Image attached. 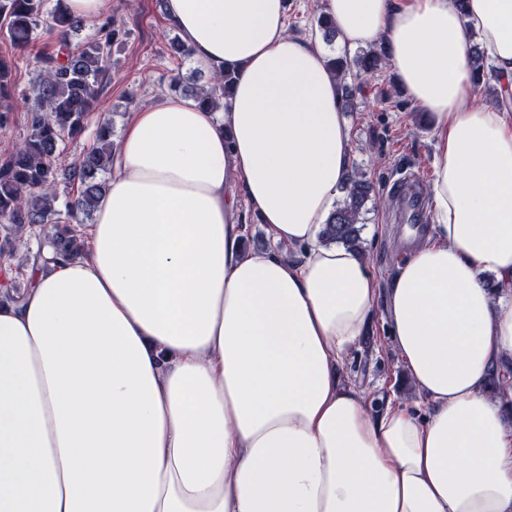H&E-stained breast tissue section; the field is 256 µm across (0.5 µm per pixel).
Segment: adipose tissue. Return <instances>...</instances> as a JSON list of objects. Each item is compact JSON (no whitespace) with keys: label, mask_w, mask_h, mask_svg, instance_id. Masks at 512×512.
<instances>
[{"label":"adipose tissue","mask_w":512,"mask_h":512,"mask_svg":"<svg viewBox=\"0 0 512 512\" xmlns=\"http://www.w3.org/2000/svg\"><path fill=\"white\" fill-rule=\"evenodd\" d=\"M321 8L433 127L431 229L388 290L416 399L338 378L377 282L320 237L351 150L320 34L286 0H166L195 60L236 67L230 107L132 112L79 254L0 298V512H512V389L485 387L512 360V0Z\"/></svg>","instance_id":"ef3b65f1"}]
</instances>
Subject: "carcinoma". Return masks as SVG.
Returning a JSON list of instances; mask_svg holds the SVG:
<instances>
[{"label":"carcinoma","instance_id":"carcinoma-1","mask_svg":"<svg viewBox=\"0 0 512 512\" xmlns=\"http://www.w3.org/2000/svg\"><path fill=\"white\" fill-rule=\"evenodd\" d=\"M45 8L46 0H0V34L17 50L26 51ZM50 20L62 36L60 51L40 58L42 76L27 111L28 133L11 154L0 159V224L10 229V234L0 239V251L26 249L27 230L48 226L41 245L60 259L78 252L86 220L106 190L98 175L111 170L112 125L100 123L95 144L63 170L58 169L59 147L64 139L84 130L107 73L112 44L122 31L109 18L95 38L73 49L69 37L81 30L82 21L69 13L65 0H57ZM386 63L382 46L352 60H332L331 67L342 82L341 104H353L354 88L345 84L351 68L367 75L382 70ZM14 68V61L0 56V127L8 123L10 106L5 101L13 94ZM234 82L235 73L222 68L210 72L206 87L198 91L177 74L169 89L188 94L200 107L217 112L228 106ZM373 196L374 183L358 172H349L342 203L335 206L322 230L323 242L363 250L365 204ZM488 386L498 393L508 387L501 367H492Z\"/></svg>","mask_w":512,"mask_h":512}]
</instances>
